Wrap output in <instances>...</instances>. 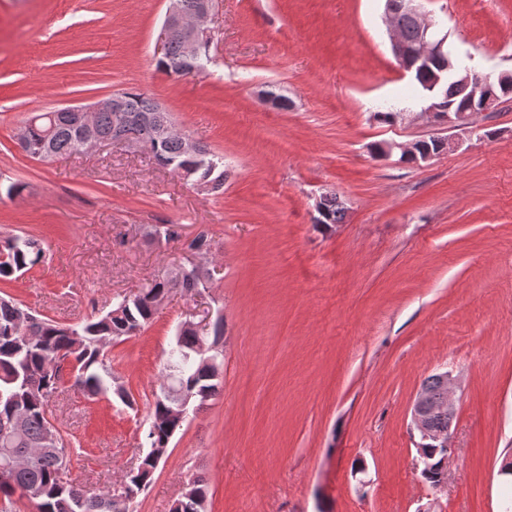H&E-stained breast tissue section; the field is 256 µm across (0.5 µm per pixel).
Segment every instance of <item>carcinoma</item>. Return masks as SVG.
Masks as SVG:
<instances>
[{
    "mask_svg": "<svg viewBox=\"0 0 512 512\" xmlns=\"http://www.w3.org/2000/svg\"><path fill=\"white\" fill-rule=\"evenodd\" d=\"M394 23L403 39L410 45L419 40L418 20L404 13L394 14ZM430 101L438 103L442 111H473L468 93L453 82L431 91L423 79L415 78ZM131 111L124 113L125 130L134 138L148 139L151 132L138 122V116L156 108L153 97L142 90L124 92ZM35 121L34 140L44 132L51 133L53 154L58 156L77 149V137L67 112H41L30 116ZM183 138L172 133L157 146L158 164L182 166ZM206 164L199 167L193 179L213 181L224 171V157L202 148ZM326 224H340L345 218L344 202L337 195L325 198ZM46 250L38 239L29 235H11L0 240V278L30 268L43 261ZM197 289L193 269L179 278H169L146 284L131 295L117 298L113 307L100 316L79 323L62 324L32 313L10 297L0 296V429L14 412L24 414L22 434H0V512H13L12 497L16 492L28 493L38 512H108L107 498L131 495L147 487L162 458L167 430L177 420L167 419L173 403L167 396L168 385L161 384L160 392L150 407L147 440L149 448L140 456L135 473H127L120 482V490L93 495L81 486L62 479L59 458H69V442L52 425L47 404L61 388L65 376L73 380L84 397L95 401L116 393L108 349L112 342L133 336L153 318L157 305L155 298L173 291L191 294ZM195 335L182 333V346H173L168 352L165 370L175 369L181 388L194 390L196 400L203 402L219 391L218 369L224 364V355L217 356V367L205 369L187 357L195 345ZM421 391L429 398L426 409L427 429L433 433L448 431V414L439 412L441 401L448 397L438 373L428 376ZM418 459L422 461L420 474L431 486L439 484L442 476L444 452L431 439L418 442ZM207 491L201 481H192L173 512H203Z\"/></svg>",
    "mask_w": 512,
    "mask_h": 512,
    "instance_id": "obj_1",
    "label": "carcinoma"
}]
</instances>
